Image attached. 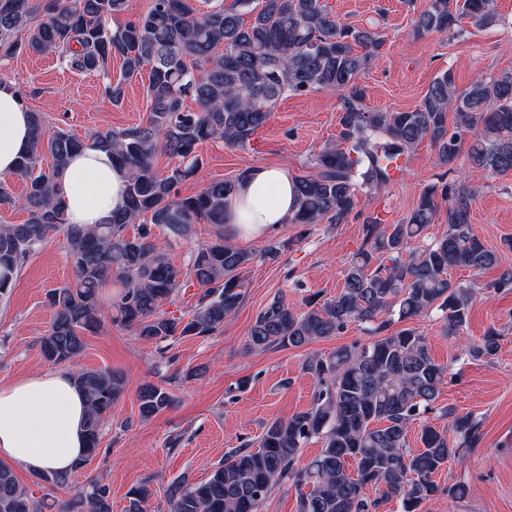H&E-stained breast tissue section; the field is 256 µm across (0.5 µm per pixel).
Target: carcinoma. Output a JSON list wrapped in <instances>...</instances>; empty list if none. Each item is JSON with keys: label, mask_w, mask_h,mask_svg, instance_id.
Wrapping results in <instances>:
<instances>
[{"label": "carcinoma", "mask_w": 512, "mask_h": 512, "mask_svg": "<svg viewBox=\"0 0 512 512\" xmlns=\"http://www.w3.org/2000/svg\"><path fill=\"white\" fill-rule=\"evenodd\" d=\"M194 2L150 0L136 20L114 31L108 20L126 11L127 0H48L36 24L30 0H0V50L7 54L22 47L33 53L57 51L73 70L104 74L117 54L127 77L149 67L146 123L99 133L91 142L129 172L126 208L111 223L77 227L65 222L55 201L56 185L85 143L65 131L45 137L37 112L32 113L30 151L17 165L16 175L26 183L23 196L14 198L0 180V205L27 213L22 224H0V266L7 271L21 267L37 244L60 232L73 267L74 283L46 296L52 321L40 350L51 364L75 363L86 337L99 333L101 291L112 283L119 288L111 298L112 322L144 341L212 336L240 307L243 274L254 255L224 236V206L243 174L212 180L192 196L181 197L176 188L198 170L200 143L221 140L233 149L251 147L270 117V105L288 93L336 92L344 143L316 156V175L295 177L293 224L343 223L360 190L402 176L424 140L440 164L451 166L464 134L470 133L473 167L489 175L512 171V74L479 77L459 92L448 68L415 109L368 111L357 79L384 44L379 30L340 22L323 0H231L204 13ZM464 19L479 27L499 22L491 0H431L415 31L460 36ZM187 95L194 97L197 110L183 109ZM450 111L457 118L452 131ZM160 151L179 159L165 175L153 166ZM45 155L52 165L43 170L39 162ZM472 198L473 190L464 184L427 186L405 223L366 225L364 246L344 270L336 296L314 297L303 311L275 297L257 314L248 352L303 347L352 322L369 326L375 339L308 356L303 369L316 383L312 405L269 424L258 446L246 442L227 453L207 481L183 477L173 482L169 512H260L271 491L283 484L296 489L298 512H378L390 498L399 501L401 512H422V504L439 491L435 474L460 461L462 449L480 443V420L445 410L448 426L439 429L429 422L426 415L434 410L441 386L456 375V360L436 363L427 337L415 328L390 334L387 329L437 311L446 333L464 340L468 359L487 362L498 353L501 334L494 327L478 339L463 337L479 285L451 278L454 269L476 273L502 265V256L472 231ZM441 201L448 203V231L423 246L421 234L435 222ZM142 216L149 222L127 234L128 225ZM197 224L212 225V238L198 246L188 267L173 264L158 249L154 229L182 239ZM191 279L201 294L189 317L166 315L163 304ZM75 377L88 404L87 452L69 474H38L55 487L68 484L100 453L103 422L126 387L125 377L109 369L79 368ZM137 399L143 419L173 402L166 388L150 383L137 388ZM415 423L421 448L414 451L407 447V434ZM313 437L321 440V453L296 467L301 448ZM367 487L378 496L367 495ZM145 501L144 488L131 489L126 512H145ZM54 508L112 512L110 488L91 479L72 499L49 503L0 465V512Z\"/></svg>", "instance_id": "cac0c4a2"}]
</instances>
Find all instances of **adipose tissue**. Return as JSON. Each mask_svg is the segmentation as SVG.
<instances>
[{
  "mask_svg": "<svg viewBox=\"0 0 512 512\" xmlns=\"http://www.w3.org/2000/svg\"><path fill=\"white\" fill-rule=\"evenodd\" d=\"M31 141L30 114L17 92L0 85V176L16 171ZM127 172L107 152L73 155L56 188L67 223L108 224L126 200ZM292 177L279 166L249 169L224 209V231L260 239L289 223L295 210ZM86 403L67 368H51L0 384V461L26 472H69L85 452Z\"/></svg>",
  "mask_w": 512,
  "mask_h": 512,
  "instance_id": "obj_1",
  "label": "adipose tissue"
}]
</instances>
